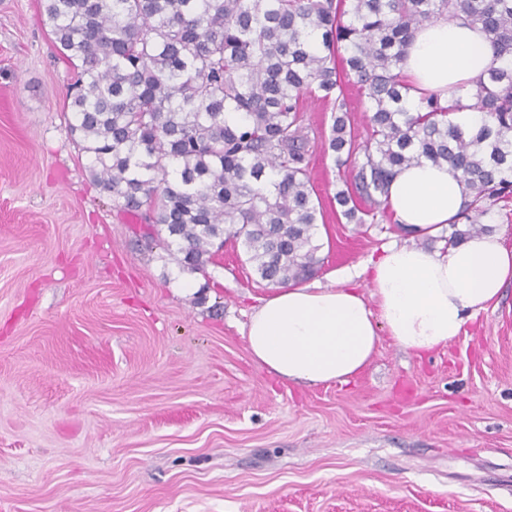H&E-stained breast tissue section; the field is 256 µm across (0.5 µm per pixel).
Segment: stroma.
Wrapping results in <instances>:
<instances>
[{
    "label": "stroma",
    "instance_id": "stroma-1",
    "mask_svg": "<svg viewBox=\"0 0 512 512\" xmlns=\"http://www.w3.org/2000/svg\"><path fill=\"white\" fill-rule=\"evenodd\" d=\"M41 0H0V512H512V285L447 350L345 383L250 356L269 296L226 240L178 289L163 227L100 191ZM307 107L315 285L366 288L397 224L347 221Z\"/></svg>",
    "mask_w": 512,
    "mask_h": 512
}]
</instances>
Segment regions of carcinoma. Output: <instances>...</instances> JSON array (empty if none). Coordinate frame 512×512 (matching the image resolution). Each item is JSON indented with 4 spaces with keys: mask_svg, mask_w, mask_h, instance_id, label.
<instances>
[{
    "mask_svg": "<svg viewBox=\"0 0 512 512\" xmlns=\"http://www.w3.org/2000/svg\"><path fill=\"white\" fill-rule=\"evenodd\" d=\"M42 15L77 69L70 129L95 181L163 226L186 272L205 271L226 235L268 285L321 267L310 100L333 101L322 148L343 172L334 200L347 220L393 217L395 169L423 159L465 191L450 245L512 201V0H42ZM442 16L480 25L500 65L468 104L429 95L410 108L398 64L414 30ZM346 78L366 97L362 142ZM464 109L483 113L472 134L448 122Z\"/></svg>",
    "mask_w": 512,
    "mask_h": 512,
    "instance_id": "1",
    "label": "carcinoma"
}]
</instances>
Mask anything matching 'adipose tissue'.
<instances>
[{"mask_svg": "<svg viewBox=\"0 0 512 512\" xmlns=\"http://www.w3.org/2000/svg\"><path fill=\"white\" fill-rule=\"evenodd\" d=\"M496 65L480 25L438 19L415 32L399 70L415 102L430 92L464 93ZM463 200L457 174L427 161L397 169L388 185L393 217L412 234L437 232L454 220ZM510 282L512 248L500 233L435 250L394 244L373 264L368 292L274 288L250 316L247 347L259 366L290 382H346L369 364L382 337L416 354L448 347L468 320L498 303Z\"/></svg>", "mask_w": 512, "mask_h": 512, "instance_id": "ef3b65f1", "label": "adipose tissue"}]
</instances>
